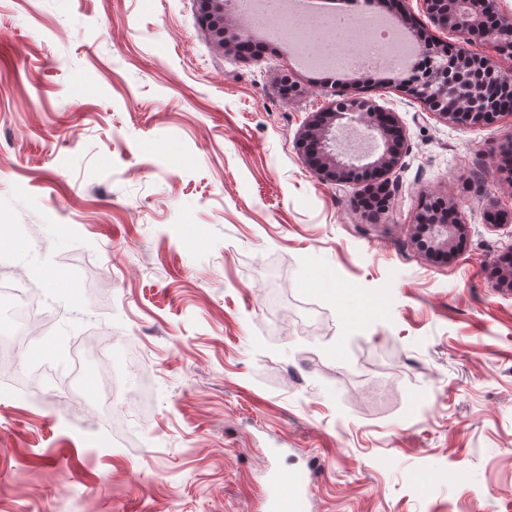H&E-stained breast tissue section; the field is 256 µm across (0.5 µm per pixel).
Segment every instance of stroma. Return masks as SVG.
Segmentation results:
<instances>
[{
    "label": "stroma",
    "instance_id": "stroma-1",
    "mask_svg": "<svg viewBox=\"0 0 512 512\" xmlns=\"http://www.w3.org/2000/svg\"><path fill=\"white\" fill-rule=\"evenodd\" d=\"M251 38L216 51L196 0H0V278L46 317L0 378V512H261L271 465L317 471L311 512H512V115ZM354 95L406 137L374 217L296 147ZM428 196L466 227L443 260ZM63 346L140 358L147 406L95 422L89 365L62 399Z\"/></svg>",
    "mask_w": 512,
    "mask_h": 512
}]
</instances>
